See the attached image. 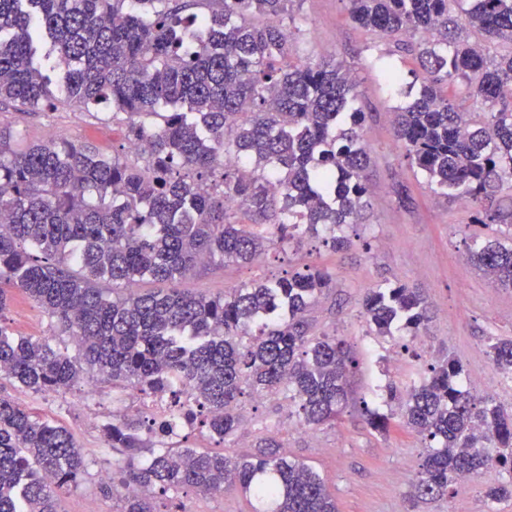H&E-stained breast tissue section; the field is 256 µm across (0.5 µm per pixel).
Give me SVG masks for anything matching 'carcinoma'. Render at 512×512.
I'll return each instance as SVG.
<instances>
[{
    "label": "carcinoma",
    "instance_id": "cac0c4a2",
    "mask_svg": "<svg viewBox=\"0 0 512 512\" xmlns=\"http://www.w3.org/2000/svg\"><path fill=\"white\" fill-rule=\"evenodd\" d=\"M209 4V14L190 9ZM352 22L414 57L381 78L394 95V139L436 194L485 213L512 198V0H346ZM301 0H0V103L31 110L105 103L138 117L127 140L142 162L52 141L16 153L0 132V380L33 393L88 374L141 410L112 412L104 446L121 456L105 489L119 512H155L158 492L236 484L253 512H337L324 480L285 456L277 434L239 458L219 444L245 425L246 396L281 395L308 429L334 423L359 365L342 337L310 335L309 311L336 287L318 267L255 279L208 298L179 287L198 264L248 265L307 238L333 248L367 206L370 150L358 84L343 65L300 54ZM57 49V89L34 64V31ZM464 88L474 114L448 93ZM236 201L225 206V198ZM473 261L512 288V246L473 242ZM145 282L167 288L141 292ZM22 291L71 337L74 352L6 324ZM428 300L399 283L366 290L369 332L416 338ZM496 371L512 375V339L491 338ZM444 358L430 376L362 401L370 428L392 420L435 443L412 483L442 498L461 475L512 472V411L458 385ZM398 404L388 414L380 406ZM87 463L73 434L0 394V512H58Z\"/></svg>",
    "mask_w": 512,
    "mask_h": 512
}]
</instances>
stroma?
I'll return each mask as SVG.
<instances>
[{"mask_svg": "<svg viewBox=\"0 0 512 512\" xmlns=\"http://www.w3.org/2000/svg\"><path fill=\"white\" fill-rule=\"evenodd\" d=\"M302 55L331 54L353 74L362 93L366 114L364 135L370 149L369 209L362 223L350 226L349 248L337 251L321 240L305 241L299 253L270 251L263 262L240 266L210 263L182 281L183 289L208 297L223 295L240 283L312 265L328 270L336 286L309 317L315 333L346 338L359 358L351 377L353 400L336 423L313 430L288 417L282 397L243 399L248 425L226 455L250 454L256 437L278 432L289 457L311 466L336 499L338 512H512V499L490 503L489 486L512 480V475L490 467L473 475L470 483L449 487L439 499H416L410 483L426 452L425 440L414 432L394 427L388 433L372 431L359 402L371 398L376 387L389 383L405 387L419 381L428 366L445 356L457 358L465 374L463 386L473 393L493 395L512 407V377L497 372L487 355L488 337H512V289L499 287L467 258L473 238L491 236L494 227L477 220L476 212L453 198L433 193L420 173L403 160L393 136L394 101L377 70L369 65L373 44L348 17L344 0H302L299 10ZM0 128L16 132L10 143L17 150L45 141L53 130L59 139L87 145L103 153L120 149L127 122L112 118L111 108L87 112L61 104L32 111L15 104H0ZM414 288L432 302L434 318L426 333L410 338L369 335L361 315L366 289L382 281ZM6 319L19 336H55L59 330L48 315L22 293H15ZM21 406L34 409L67 427L86 455L88 470L78 489L62 491L59 512H113L112 497L104 491L102 475L112 469V453L102 447L101 426L89 423V409L101 419L119 408L112 386L78 382L61 394L46 396L0 383ZM156 512H251L249 497L237 488L203 495L193 489L175 498L159 497Z\"/></svg>", "mask_w": 512, "mask_h": 512, "instance_id": "35a3bbf8", "label": "stroma"}]
</instances>
